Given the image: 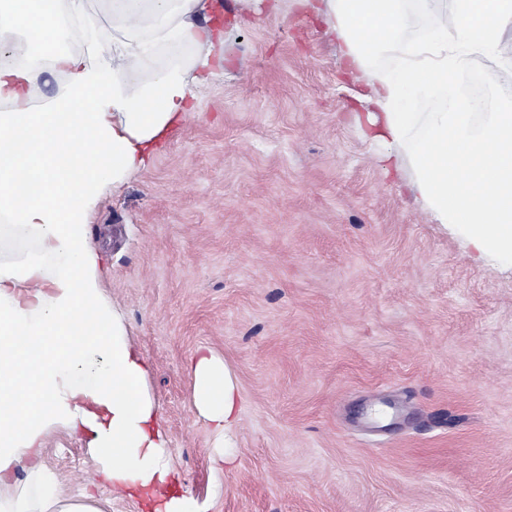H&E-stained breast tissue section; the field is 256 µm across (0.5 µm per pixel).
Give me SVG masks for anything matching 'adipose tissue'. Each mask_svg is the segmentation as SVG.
<instances>
[{
  "label": "adipose tissue",
  "instance_id": "1",
  "mask_svg": "<svg viewBox=\"0 0 512 512\" xmlns=\"http://www.w3.org/2000/svg\"><path fill=\"white\" fill-rule=\"evenodd\" d=\"M341 51L358 122L407 149L411 192L480 250L512 257V0H296ZM213 0H0V216L38 257L0 258V512H107L98 487L153 512H201L170 461L149 367L100 287L88 215L99 190L143 166L224 71ZM29 46L10 51L16 38ZM396 58L378 66L382 52ZM55 100L32 104L45 73ZM485 72L479 111L459 76ZM191 405L232 466L240 395L208 349L185 364ZM79 436L87 487L69 493L43 453ZM26 479H18V469Z\"/></svg>",
  "mask_w": 512,
  "mask_h": 512
}]
</instances>
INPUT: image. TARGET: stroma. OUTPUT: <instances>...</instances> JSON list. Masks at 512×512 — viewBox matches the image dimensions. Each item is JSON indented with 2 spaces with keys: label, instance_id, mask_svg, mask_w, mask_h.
I'll return each instance as SVG.
<instances>
[{
  "label": "stroma",
  "instance_id": "35a3bbf8",
  "mask_svg": "<svg viewBox=\"0 0 512 512\" xmlns=\"http://www.w3.org/2000/svg\"><path fill=\"white\" fill-rule=\"evenodd\" d=\"M225 54L89 217L181 491L203 512H512V261L419 218L409 162L365 135L293 0L227 28ZM199 347L240 391L221 471L190 404ZM86 460L63 431L47 455L73 493Z\"/></svg>",
  "mask_w": 512,
  "mask_h": 512
}]
</instances>
